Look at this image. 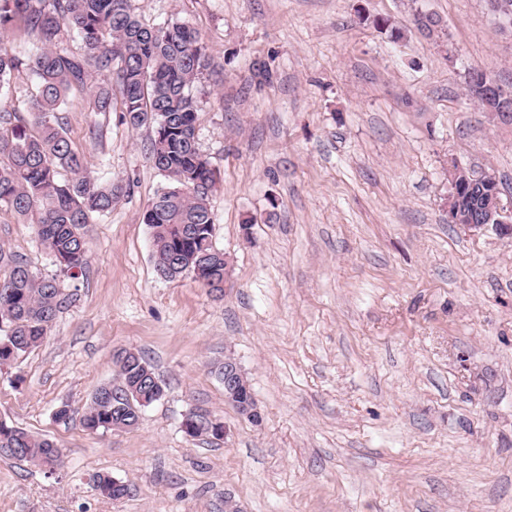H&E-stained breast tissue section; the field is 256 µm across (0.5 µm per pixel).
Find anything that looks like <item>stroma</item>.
Masks as SVG:
<instances>
[{
    "label": "stroma",
    "instance_id": "35a3bbf8",
    "mask_svg": "<svg viewBox=\"0 0 512 512\" xmlns=\"http://www.w3.org/2000/svg\"><path fill=\"white\" fill-rule=\"evenodd\" d=\"M441 30L422 34L414 8ZM194 29L214 69L194 90L217 172L213 243L230 286L157 272L143 217L165 177L151 126L66 106L111 213L69 275L0 207V245L72 296L44 342L0 368V421L55 440L54 472L0 456V512H512V240L448 221L451 161L512 203V123L466 90L512 92V26L487 0H133ZM386 20L377 28L375 19ZM270 82H261L259 70ZM142 353L165 384L129 430L77 416ZM239 363L252 422L214 363ZM69 406L74 419L56 420ZM194 408L222 439L187 436ZM102 473L125 483L113 500ZM471 71L480 75L482 80H481V82H473V81L469 80V74L471 72H468L469 73L468 80L466 82L467 93L472 98H475L476 101L483 107V109H485L487 111V106L485 103V99H487V96L485 95V92H484L482 86L485 85L487 90L491 91L490 86H492V85L499 86V85L484 70H482L480 68H473V69H471ZM470 76L475 81H479V79L476 76H473L472 74H470Z\"/></svg>",
    "mask_w": 512,
    "mask_h": 512
}]
</instances>
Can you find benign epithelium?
I'll return each mask as SVG.
<instances>
[{
    "instance_id": "1",
    "label": "benign epithelium",
    "mask_w": 512,
    "mask_h": 512,
    "mask_svg": "<svg viewBox=\"0 0 512 512\" xmlns=\"http://www.w3.org/2000/svg\"><path fill=\"white\" fill-rule=\"evenodd\" d=\"M473 183L464 187L451 184L448 195V222L467 229L491 225L503 237L512 239V209L502 204L500 190L495 188L496 178L483 173L472 176ZM224 399L235 406L241 415L258 421L260 412L250 385L238 362L224 359Z\"/></svg>"
}]
</instances>
